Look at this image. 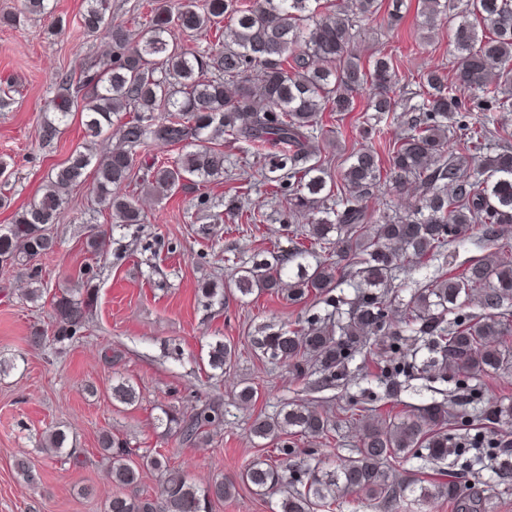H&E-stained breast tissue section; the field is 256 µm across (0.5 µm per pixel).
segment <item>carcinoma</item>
Here are the masks:
<instances>
[{"mask_svg": "<svg viewBox=\"0 0 512 512\" xmlns=\"http://www.w3.org/2000/svg\"><path fill=\"white\" fill-rule=\"evenodd\" d=\"M378 10V0H350L347 6H324L321 0H183L175 14L150 9L147 29L133 41L123 25L112 23L107 0H87L80 27L87 34L109 31L112 56L101 73L90 66L61 75L59 93L48 102L53 117L41 124L39 140L52 146L80 101L92 138L112 125V116L131 113L118 130L124 147L101 155L90 148L74 151L42 195L14 222L0 225V263L25 270L29 298H42L36 261L55 250L50 225L88 168L94 170L95 202L121 224H142L144 215L126 191L137 150L153 142L188 148L172 161L156 156L144 167L153 191L168 195L223 176L224 155L214 144L228 136L264 159L261 176L282 204L279 222L292 225L310 216L305 232L288 229L295 238L303 236L292 251H270L231 277L243 297L277 294L286 283L289 301L313 298L323 304L322 311L288 326L263 329L253 339L262 356L288 364L297 379L311 375L314 365L324 381L340 384L350 378L356 359L369 353L368 337L376 336V350L369 354L383 395L393 398L413 376L446 383L450 377L511 372L512 264L473 260L457 274L416 284L407 300L394 282L470 230L497 242L512 224V147L488 150L499 133L495 113L512 111V0H422L421 28L430 32L437 21L448 20L456 55L447 81L436 70L419 73L421 101L408 111L395 99L398 58L385 54L368 66L354 52L358 27ZM173 25L197 39L196 45H170L166 34ZM363 93L370 112L362 125L365 145L352 151L336 180L319 158L320 120L325 112L352 111ZM474 107L482 117H473ZM401 123L406 135L391 137L392 126ZM387 187L413 189V209L369 212V200ZM231 216L246 224L267 220L235 203ZM315 245L336 253V261L318 260ZM96 277L87 265L78 276L84 287L53 294L52 341L59 346L86 330L97 300ZM343 285L352 292L337 291ZM475 301L481 312L467 311ZM423 350L425 357L417 358ZM233 356L232 347L219 341L209 346L207 364L222 371ZM111 397L127 406L139 401L126 382L112 386ZM377 399L363 389L349 397L348 407L367 413ZM220 416L209 404L189 416L163 407L157 421L194 442ZM455 418L476 434L461 441L448 436L446 425ZM503 420L512 421V405L501 404L489 389L475 398L434 400L398 422L368 424L359 448L326 469L300 458L291 438L326 436L329 419L314 406L289 403L256 419L252 432L295 461L284 466L256 459L239 480L264 498L280 496L278 512H317L343 494L379 508H392L410 494L422 501L446 499L455 512H485L487 503L456 480L394 482L383 465L407 458L442 464L462 456L465 445L483 444L482 430ZM67 440L64 431L51 430L42 448L82 464L75 451H65ZM100 445L105 477L117 488L105 512H212L235 490L221 473L196 485L159 453L146 459V467L160 475V493L143 498L131 492L140 471L128 442L105 433Z\"/></svg>", "mask_w": 512, "mask_h": 512, "instance_id": "cac0c4a2", "label": "carcinoma"}]
</instances>
